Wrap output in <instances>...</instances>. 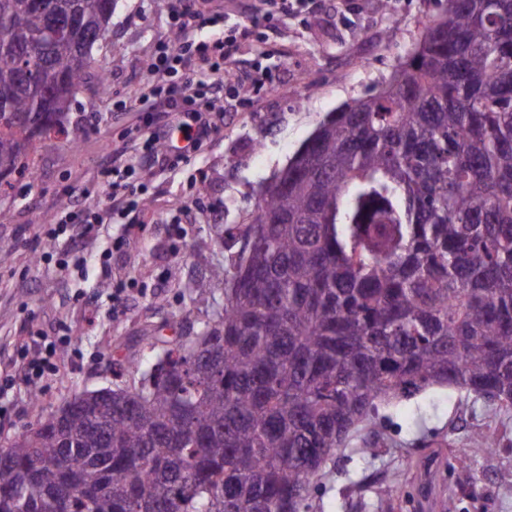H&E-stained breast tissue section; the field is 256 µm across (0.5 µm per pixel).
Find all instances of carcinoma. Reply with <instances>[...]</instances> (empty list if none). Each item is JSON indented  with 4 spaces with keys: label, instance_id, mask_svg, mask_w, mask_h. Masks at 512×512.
<instances>
[{
    "label": "carcinoma",
    "instance_id": "1",
    "mask_svg": "<svg viewBox=\"0 0 512 512\" xmlns=\"http://www.w3.org/2000/svg\"><path fill=\"white\" fill-rule=\"evenodd\" d=\"M115 0H0V183L64 125ZM73 13L67 35L51 12ZM194 355L79 395L0 448V512H304L379 408L448 386L512 408V0H448L331 114L248 224ZM400 488L381 490L392 512Z\"/></svg>",
    "mask_w": 512,
    "mask_h": 512
}]
</instances>
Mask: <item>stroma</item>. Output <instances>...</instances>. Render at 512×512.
Listing matches in <instances>:
<instances>
[{"instance_id":"stroma-1","label":"stroma","mask_w":512,"mask_h":512,"mask_svg":"<svg viewBox=\"0 0 512 512\" xmlns=\"http://www.w3.org/2000/svg\"><path fill=\"white\" fill-rule=\"evenodd\" d=\"M244 0H194L196 20L178 28V0H117L105 42L94 50L110 89L88 82L70 110L69 133L35 141L36 181L0 187V445L85 391L126 385L119 364L149 365L161 340L201 331L224 307L212 272L236 246L231 231L250 223L267 183L326 116L375 93L412 51L446 0H309L303 11L267 22L254 13L228 70L194 66L209 93L216 127L187 159L147 157V114H164L157 95L167 77L152 67L160 46L214 43L237 33ZM132 165L143 201H113L102 175L113 159ZM111 212L98 235L82 239V273L58 269L80 225L49 233L67 196ZM69 334L64 362L37 389L24 363L46 336ZM487 399L435 386L380 409L371 431L376 456L358 440L338 451L308 500V512H378V490L397 484L394 512H512V413L493 415ZM492 448L472 445L475 434ZM427 461L428 469L417 466Z\"/></svg>"}]
</instances>
